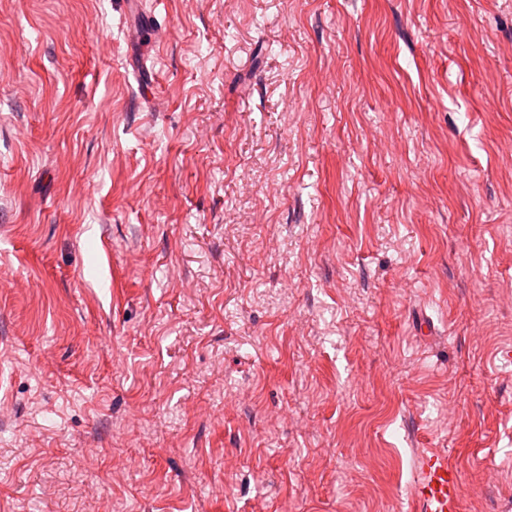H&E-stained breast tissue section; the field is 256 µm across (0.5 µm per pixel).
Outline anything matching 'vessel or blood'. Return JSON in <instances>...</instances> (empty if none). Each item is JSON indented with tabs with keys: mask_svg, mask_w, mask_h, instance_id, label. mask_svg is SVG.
I'll list each match as a JSON object with an SVG mask.
<instances>
[{
	"mask_svg": "<svg viewBox=\"0 0 512 512\" xmlns=\"http://www.w3.org/2000/svg\"><path fill=\"white\" fill-rule=\"evenodd\" d=\"M415 501L419 512H459L461 475L447 456L433 453L425 457Z\"/></svg>",
	"mask_w": 512,
	"mask_h": 512,
	"instance_id": "1",
	"label": "vessel or blood"
}]
</instances>
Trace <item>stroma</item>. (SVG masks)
Instances as JSON below:
<instances>
[{
    "mask_svg": "<svg viewBox=\"0 0 512 512\" xmlns=\"http://www.w3.org/2000/svg\"><path fill=\"white\" fill-rule=\"evenodd\" d=\"M0 0V512H512V0ZM415 501L420 512H459L461 475L447 456L431 453L425 457Z\"/></svg>",
    "mask_w": 512,
    "mask_h": 512,
    "instance_id": "obj_1",
    "label": "stroma"
}]
</instances>
